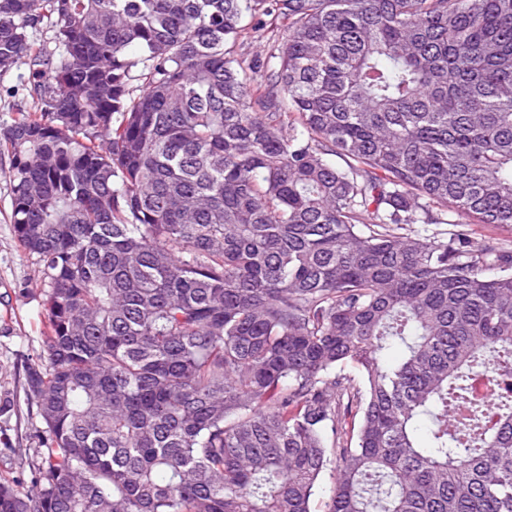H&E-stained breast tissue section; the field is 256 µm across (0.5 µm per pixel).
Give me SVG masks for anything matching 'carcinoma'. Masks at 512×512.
<instances>
[{"instance_id": "carcinoma-1", "label": "carcinoma", "mask_w": 512, "mask_h": 512, "mask_svg": "<svg viewBox=\"0 0 512 512\" xmlns=\"http://www.w3.org/2000/svg\"><path fill=\"white\" fill-rule=\"evenodd\" d=\"M21 66L42 429L0 512H312L330 465L327 512H512V245L472 229L512 224V0H0ZM263 19L266 21V28L261 32L259 38H254L250 30L247 34H242L236 45V52L238 57L245 61L244 65H247L253 60H258L260 64V72L252 74L249 70L248 73L253 77L261 80V76H267L270 74V70L274 65V59L270 58L271 54L274 53L275 49L283 36V30L280 24L273 18V16H265ZM276 52V51H275Z\"/></svg>"}]
</instances>
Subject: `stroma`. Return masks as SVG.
Here are the masks:
<instances>
[{
    "label": "stroma",
    "mask_w": 512,
    "mask_h": 512,
    "mask_svg": "<svg viewBox=\"0 0 512 512\" xmlns=\"http://www.w3.org/2000/svg\"><path fill=\"white\" fill-rule=\"evenodd\" d=\"M282 36L280 24L267 18L260 36L247 33L239 38L237 55L245 62L258 61L261 75H269ZM9 170L10 160L1 154L0 480L28 490L35 475L41 423L25 399V367L40 359L45 310L39 267L21 250L8 221L12 197Z\"/></svg>",
    "instance_id": "stroma-1"
}]
</instances>
